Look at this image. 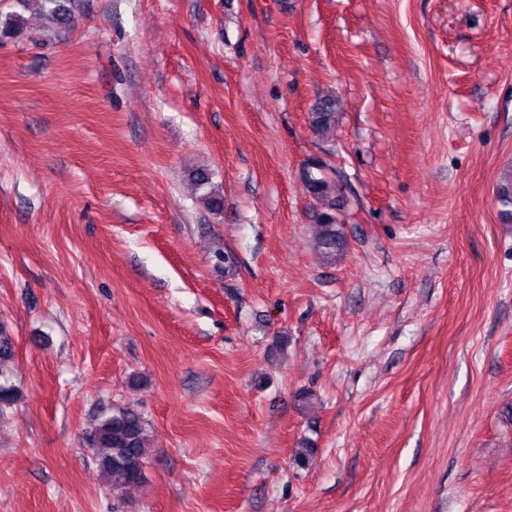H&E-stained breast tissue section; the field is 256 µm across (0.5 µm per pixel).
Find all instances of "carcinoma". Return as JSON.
I'll return each mask as SVG.
<instances>
[{
	"label": "carcinoma",
	"instance_id": "carcinoma-1",
	"mask_svg": "<svg viewBox=\"0 0 512 512\" xmlns=\"http://www.w3.org/2000/svg\"><path fill=\"white\" fill-rule=\"evenodd\" d=\"M42 11L52 22L63 27L69 24L72 13L71 0H38ZM336 101L331 96L320 99L312 112V125L316 133L327 138L336 126ZM304 183L309 195L320 206L316 224L319 231L317 251L326 259L334 260L346 245L343 226L353 219L359 208L357 198H349L343 192L346 181L344 171L317 157L304 168ZM191 181L206 189L202 200L208 211L219 215L224 210V192L212 184V172L206 166L191 171ZM498 201L512 217V168L500 178ZM16 400L14 386L7 375L0 371V410ZM89 445L101 475L112 479L117 487L139 482L147 455V429L142 414L129 404L116 405L112 411L102 415L90 432ZM317 455V449L305 439L294 449L293 463L300 469L308 468Z\"/></svg>",
	"mask_w": 512,
	"mask_h": 512
}]
</instances>
